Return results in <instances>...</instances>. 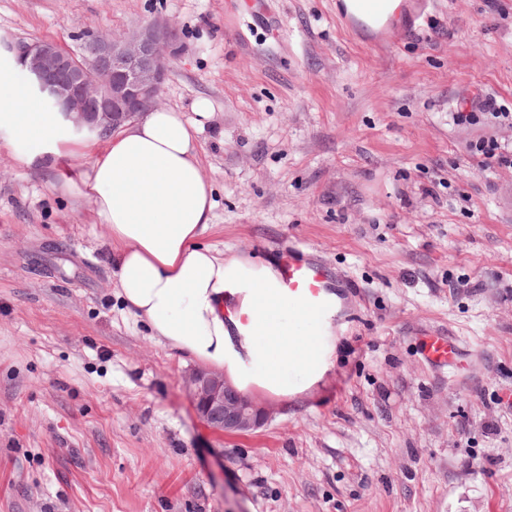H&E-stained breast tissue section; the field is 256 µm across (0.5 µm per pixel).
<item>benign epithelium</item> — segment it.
<instances>
[{"mask_svg":"<svg viewBox=\"0 0 512 512\" xmlns=\"http://www.w3.org/2000/svg\"><path fill=\"white\" fill-rule=\"evenodd\" d=\"M5 50L78 130L107 136L159 107L168 61L179 55L181 42L177 26L156 22L121 36L89 35L78 55L44 39ZM187 385L198 418L223 435H245L271 417L263 401L222 373L192 372Z\"/></svg>","mask_w":512,"mask_h":512,"instance_id":"obj_1","label":"benign epithelium"}]
</instances>
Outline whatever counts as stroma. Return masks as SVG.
Segmentation results:
<instances>
[{"label":"stroma","instance_id":"obj_1","mask_svg":"<svg viewBox=\"0 0 512 512\" xmlns=\"http://www.w3.org/2000/svg\"><path fill=\"white\" fill-rule=\"evenodd\" d=\"M161 20L162 107L213 105L200 244L317 256L355 319L322 383L212 433L73 186L98 139L36 167L0 140V512H512V168L452 119L476 92L512 113V0H402L379 29L337 0H0V43ZM438 334L462 348L441 370ZM466 150L481 168L487 166L490 159H494L500 167L512 168V146L509 148L494 134L479 135L469 140ZM424 350L427 361L434 367H448L458 356V349L450 336L424 337Z\"/></svg>","mask_w":512,"mask_h":512}]
</instances>
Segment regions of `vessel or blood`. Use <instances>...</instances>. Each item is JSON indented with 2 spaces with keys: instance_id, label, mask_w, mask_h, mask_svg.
Returning a JSON list of instances; mask_svg holds the SVG:
<instances>
[{
  "instance_id": "b4317fda",
  "label": "vessel or blood",
  "mask_w": 512,
  "mask_h": 512,
  "mask_svg": "<svg viewBox=\"0 0 512 512\" xmlns=\"http://www.w3.org/2000/svg\"><path fill=\"white\" fill-rule=\"evenodd\" d=\"M278 272L289 308L309 311L326 322L334 314L344 313V284L333 279L320 260L300 261L288 252L282 255ZM424 350L427 361L436 367H447L458 356L457 346L449 336L425 337Z\"/></svg>"
}]
</instances>
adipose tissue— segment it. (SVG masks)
<instances>
[{
  "label": "adipose tissue",
  "instance_id": "ef3b65f1",
  "mask_svg": "<svg viewBox=\"0 0 512 512\" xmlns=\"http://www.w3.org/2000/svg\"><path fill=\"white\" fill-rule=\"evenodd\" d=\"M149 112L107 137L80 173L78 191L107 224L118 296L158 340L199 365L224 370L237 389L278 397L305 393L332 366L334 343L309 345L310 317L289 310L276 270L226 259L200 246L213 210L197 136L213 114ZM0 137L23 144L19 161L44 164L79 141L71 122L47 110L10 57H0Z\"/></svg>",
  "mask_w": 512,
  "mask_h": 512
}]
</instances>
